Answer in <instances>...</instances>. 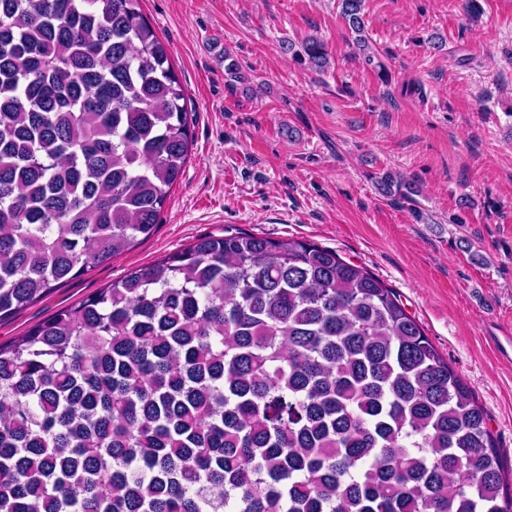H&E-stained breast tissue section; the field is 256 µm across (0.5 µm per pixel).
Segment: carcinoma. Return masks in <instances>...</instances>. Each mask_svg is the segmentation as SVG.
Segmentation results:
<instances>
[{"label":"carcinoma","mask_w":512,"mask_h":512,"mask_svg":"<svg viewBox=\"0 0 512 512\" xmlns=\"http://www.w3.org/2000/svg\"><path fill=\"white\" fill-rule=\"evenodd\" d=\"M192 142L140 0H0V320L151 237ZM0 512H512V489L393 289L226 229L0 344Z\"/></svg>","instance_id":"1"}]
</instances>
